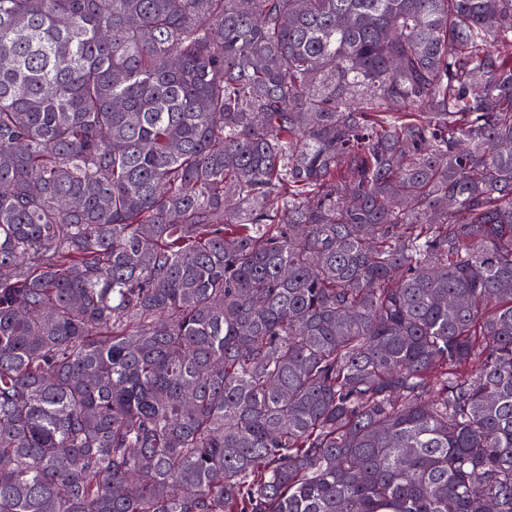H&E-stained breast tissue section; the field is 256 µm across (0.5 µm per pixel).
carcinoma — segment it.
<instances>
[{
  "mask_svg": "<svg viewBox=\"0 0 512 512\" xmlns=\"http://www.w3.org/2000/svg\"><path fill=\"white\" fill-rule=\"evenodd\" d=\"M0 512H512V0H0Z\"/></svg>",
  "mask_w": 512,
  "mask_h": 512,
  "instance_id": "obj_1",
  "label": "carcinoma"
}]
</instances>
